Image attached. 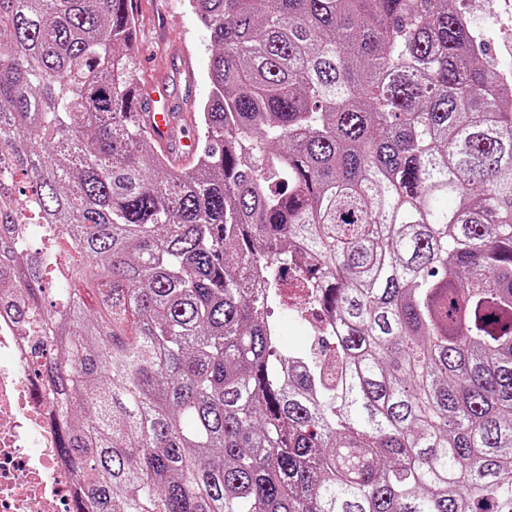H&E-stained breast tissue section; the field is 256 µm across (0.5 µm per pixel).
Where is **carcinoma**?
<instances>
[{
  "mask_svg": "<svg viewBox=\"0 0 512 512\" xmlns=\"http://www.w3.org/2000/svg\"><path fill=\"white\" fill-rule=\"evenodd\" d=\"M464 2L189 0L180 169L127 0H0V314L91 512H512V78ZM170 96L165 85H156L151 93L142 100L145 128L152 145L161 147L177 156L180 161L176 165L184 167L192 162L196 154V141L191 136L179 137L176 125L172 123L168 112ZM177 139L175 140V138Z\"/></svg>",
  "mask_w": 512,
  "mask_h": 512,
  "instance_id": "cac0c4a2",
  "label": "carcinoma"
}]
</instances>
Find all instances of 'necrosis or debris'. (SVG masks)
Listing matches in <instances>:
<instances>
[{"mask_svg":"<svg viewBox=\"0 0 512 512\" xmlns=\"http://www.w3.org/2000/svg\"><path fill=\"white\" fill-rule=\"evenodd\" d=\"M33 338L0 322V512H79L72 469L32 370Z\"/></svg>","mask_w":512,"mask_h":512,"instance_id":"1","label":"necrosis or debris"}]
</instances>
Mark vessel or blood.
I'll return each instance as SVG.
<instances>
[{
  "label": "vessel or blood",
  "mask_w": 512,
  "mask_h": 512,
  "mask_svg": "<svg viewBox=\"0 0 512 512\" xmlns=\"http://www.w3.org/2000/svg\"><path fill=\"white\" fill-rule=\"evenodd\" d=\"M170 96L165 85H158L144 97L145 128L152 144L177 156L181 162L193 161L196 142L188 136H179L168 112Z\"/></svg>",
  "instance_id": "1"
}]
</instances>
